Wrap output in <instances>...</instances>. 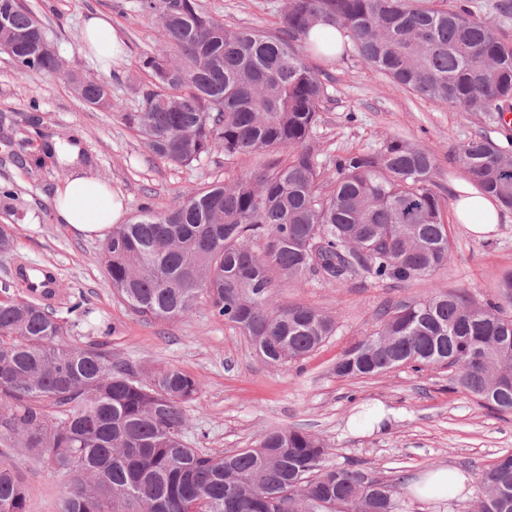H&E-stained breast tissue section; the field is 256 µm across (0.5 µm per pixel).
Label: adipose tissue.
Masks as SVG:
<instances>
[{
    "mask_svg": "<svg viewBox=\"0 0 512 512\" xmlns=\"http://www.w3.org/2000/svg\"><path fill=\"white\" fill-rule=\"evenodd\" d=\"M82 37L85 46L104 63L122 49L116 29L98 15L85 20ZM454 207L458 222L480 237L495 232L501 221L497 205L472 190L457 197ZM54 211L56 223L66 225L74 235L103 239L120 221L124 198L91 171L78 168L56 187ZM464 481L456 468L439 467L422 473L412 481L410 490L417 497L444 498L449 490L462 489Z\"/></svg>",
    "mask_w": 512,
    "mask_h": 512,
    "instance_id": "1",
    "label": "adipose tissue"
}]
</instances>
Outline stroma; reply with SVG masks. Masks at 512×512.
Returning <instances> with one entry per match:
<instances>
[{"instance_id": "35a3bbf8", "label": "stroma", "mask_w": 512, "mask_h": 512, "mask_svg": "<svg viewBox=\"0 0 512 512\" xmlns=\"http://www.w3.org/2000/svg\"><path fill=\"white\" fill-rule=\"evenodd\" d=\"M213 17L236 27L277 33L285 0H200ZM49 29L63 64L61 73H20L0 51V224L18 230L17 252L30 264L52 269L59 287L80 310L59 307L71 326L66 343L95 346L113 362L139 372L174 366L196 376L200 390L186 408L187 440L198 451L222 454L253 447L272 429L297 427L322 438L334 464L369 477L397 482L404 512H477L475 473L512 453V414L481 406L456 388L451 370L405 365L359 379L337 377L338 357L372 328L377 312L431 290L494 297L500 276L512 270V209L504 210L495 234L471 235L459 224L452 203L456 183H467L451 160L461 141L485 135L503 142L512 124L495 112L427 100L404 91L360 62L353 45L334 61L308 55L327 93L311 143L325 181L336 177L338 154L372 151L388 137L410 140L432 151L439 164L435 190L444 212L451 258L432 279L396 288L355 276L343 282L312 277L296 287L277 284L282 305L304 304L335 315L336 332L301 361L272 367L257 356L249 338L212 317L205 303L184 317L157 321L132 310L110 288L100 254L103 242L72 235L53 218L54 191L62 178L50 155L69 140L79 162L125 198L127 212L143 205L161 211L189 188L251 172L255 156L225 162L215 153L188 166L156 158L121 119V113L80 100L72 78L93 77L108 85L123 111H135L147 82L144 55L161 49L155 18L138 0H27ZM109 18L126 51L102 69L82 49L81 26L92 13ZM380 404L398 414L388 427L365 429L362 416ZM28 491V512H59L63 476L30 448L9 449ZM446 464L465 473V489L445 499L416 498L410 479Z\"/></svg>"}]
</instances>
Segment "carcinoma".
Listing matches in <instances>:
<instances>
[{"instance_id":"obj_1","label":"carcinoma","mask_w":512,"mask_h":512,"mask_svg":"<svg viewBox=\"0 0 512 512\" xmlns=\"http://www.w3.org/2000/svg\"><path fill=\"white\" fill-rule=\"evenodd\" d=\"M156 18L162 53L146 56L139 109L122 113L159 159L188 166L215 152H276L284 160L228 182L191 188L163 211L138 210L112 225L103 262L120 297L139 314L171 320L200 300L250 337L259 357L288 366L336 332V318L282 306L276 281L355 275L408 284L451 257L443 199L432 189L435 155L387 138L373 152L336 155L321 180L310 146L326 88L299 44L316 26L347 33L370 71L399 88L472 112L512 101V44L498 17L466 4L423 8L414 0H286L282 33L226 26L199 0H140ZM49 37L24 0H0V50L21 71L56 74ZM97 108L119 104L102 82L72 80ZM480 192L512 208V148L481 136L453 151ZM15 227L0 226L10 253ZM21 291L0 300V441L37 450L70 476L61 512H401L398 486L334 466L327 444L299 428L266 432L253 448L208 455L185 440V407L199 380L176 367L140 377L96 347L62 342L59 289L39 295L15 258ZM444 366L462 391L512 413V316L495 302L430 291L382 310L372 332L336 360V376L369 377L400 365ZM58 409L52 422L46 408ZM478 512H512V454L477 480ZM0 512H27V489L0 452Z\"/></svg>"}]
</instances>
